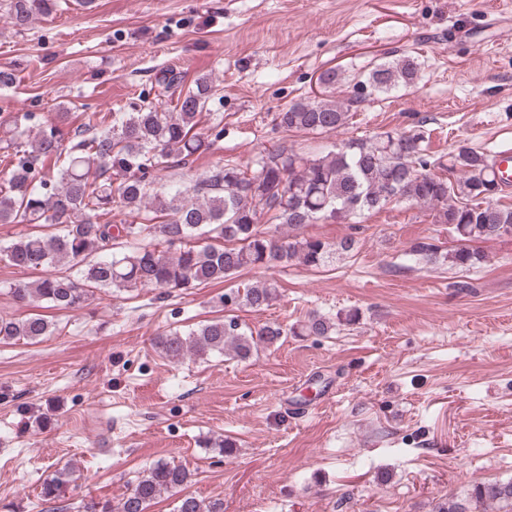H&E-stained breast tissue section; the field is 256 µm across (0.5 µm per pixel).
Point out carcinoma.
Instances as JSON below:
<instances>
[{
  "instance_id": "cac0c4a2",
  "label": "carcinoma",
  "mask_w": 512,
  "mask_h": 512,
  "mask_svg": "<svg viewBox=\"0 0 512 512\" xmlns=\"http://www.w3.org/2000/svg\"><path fill=\"white\" fill-rule=\"evenodd\" d=\"M57 7L58 0H8L6 15L21 32ZM419 71L416 57L400 55L371 66L356 86L368 95L388 93L415 84ZM342 80L343 73L335 68L321 72L320 95L277 113L276 125L308 133L344 127L358 99L340 101L331 95ZM181 81L172 69L159 79L164 92L176 96L171 112L132 105L111 113L108 124L97 112L82 113L80 139L67 151L59 124L68 113H57V122L44 123L32 135L28 128L35 115L14 116L18 136L4 146L7 172L0 179V224H32L38 230L1 246L0 262L32 271L80 266L76 277L50 273L13 288L18 302L45 300L76 311L101 289L186 290L223 282L243 269L295 260L320 268L337 253L353 251L355 240L347 237L335 246L305 237L300 229L319 220H352L379 212L396 197L431 210L434 223L447 225L458 242L448 250L431 242L412 243L408 255L427 264L474 268L484 261L474 243L512 237V206L497 199L502 191L497 161L464 142L433 160L418 125L369 139H347L315 155L280 146L261 153L252 167L226 164L190 186L159 187L158 171L188 164L224 137L219 122L205 133L196 131L198 117L214 94L211 77L198 76L185 92L179 90ZM114 209L135 222H99ZM266 215L288 226V236L276 240L259 230ZM277 290V281L268 279L243 294L226 293L221 302L262 309ZM332 328L328 318L312 315L297 335L323 336ZM55 332L56 324L42 317L0 316L1 342L36 343ZM283 333L277 325H265L253 334L234 319L219 318L187 332H165L154 344L175 361L203 359L213 352L246 360L258 343H273ZM190 478L181 465L158 463L116 504L92 502L85 512H148L161 494L182 488ZM67 483V469L55 471L42 485V501H54ZM491 509L512 512V480L480 483L463 497L451 495L438 512ZM177 512H224V504L185 496Z\"/></svg>"
}]
</instances>
